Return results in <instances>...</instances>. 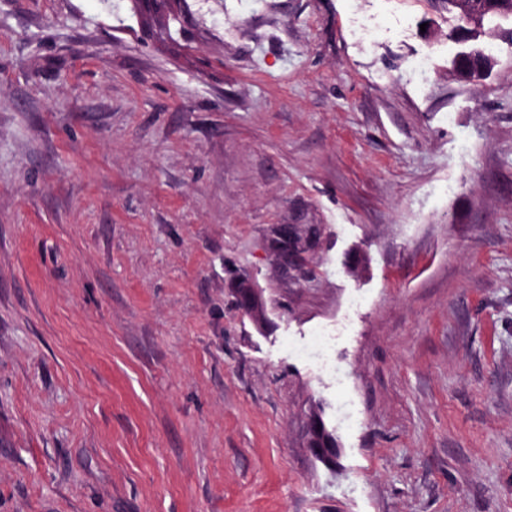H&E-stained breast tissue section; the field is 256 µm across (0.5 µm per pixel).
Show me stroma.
<instances>
[{
  "instance_id": "35a3bbf8",
  "label": "stroma",
  "mask_w": 512,
  "mask_h": 512,
  "mask_svg": "<svg viewBox=\"0 0 512 512\" xmlns=\"http://www.w3.org/2000/svg\"><path fill=\"white\" fill-rule=\"evenodd\" d=\"M180 7L0 0V512H512V44L466 83L443 0ZM243 286L240 292L242 312L258 329H262L266 321L262 289L251 281H244ZM310 448L314 457L326 468L332 470L336 467L339 453L336 437L319 418H314L311 422Z\"/></svg>"
}]
</instances>
